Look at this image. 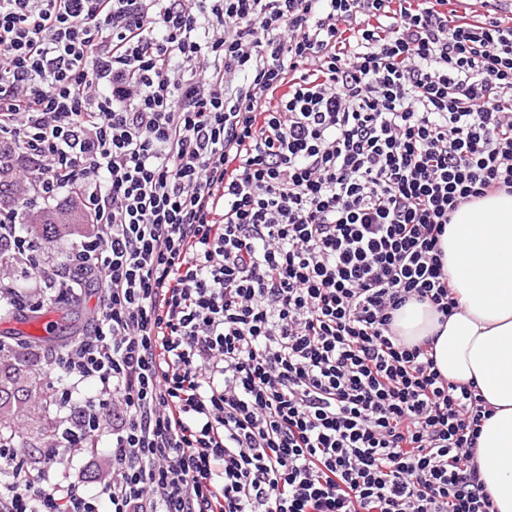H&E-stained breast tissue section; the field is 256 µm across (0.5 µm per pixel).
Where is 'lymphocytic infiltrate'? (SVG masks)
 Returning <instances> with one entry per match:
<instances>
[{
  "mask_svg": "<svg viewBox=\"0 0 512 512\" xmlns=\"http://www.w3.org/2000/svg\"><path fill=\"white\" fill-rule=\"evenodd\" d=\"M445 2L0 0V313L97 298L0 512H495L489 409L392 329L512 194V21Z\"/></svg>",
  "mask_w": 512,
  "mask_h": 512,
  "instance_id": "1",
  "label": "lymphocytic infiltrate"
}]
</instances>
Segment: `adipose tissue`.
Instances as JSON below:
<instances>
[{
	"mask_svg": "<svg viewBox=\"0 0 512 512\" xmlns=\"http://www.w3.org/2000/svg\"><path fill=\"white\" fill-rule=\"evenodd\" d=\"M441 248L461 309L442 322L430 304L410 302L394 327L411 342L432 339L441 375L474 385L492 408L473 462L496 512H512V194L460 208Z\"/></svg>",
	"mask_w": 512,
	"mask_h": 512,
	"instance_id": "ef3b65f1",
	"label": "adipose tissue"
}]
</instances>
